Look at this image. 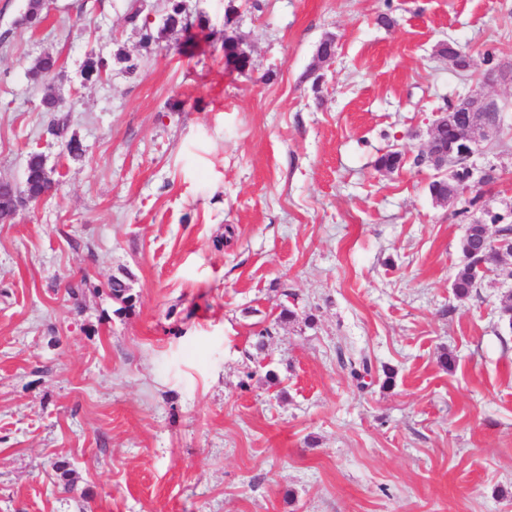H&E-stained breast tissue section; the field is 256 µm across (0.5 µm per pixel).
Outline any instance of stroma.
I'll return each mask as SVG.
<instances>
[{
	"label": "stroma",
	"mask_w": 512,
	"mask_h": 512,
	"mask_svg": "<svg viewBox=\"0 0 512 512\" xmlns=\"http://www.w3.org/2000/svg\"><path fill=\"white\" fill-rule=\"evenodd\" d=\"M27 3L0 0V182L36 150L59 187L0 222V512H512V279L454 294L482 213L413 163L447 100L497 99L475 163L512 222V85L484 79L486 50L512 63V0H185L195 48L129 23L166 0H43L36 28ZM93 50L129 60L86 83ZM392 149L404 166L378 170ZM238 37L227 35L224 30V57L229 68L239 72L246 71L251 66V58L240 48ZM112 299L120 306L114 310L116 315H126L134 310L137 296L132 293L130 285L122 278L113 277L109 286Z\"/></svg>",
	"instance_id": "1"
}]
</instances>
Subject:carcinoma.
<instances>
[{
    "label": "carcinoma",
    "mask_w": 512,
    "mask_h": 512,
    "mask_svg": "<svg viewBox=\"0 0 512 512\" xmlns=\"http://www.w3.org/2000/svg\"><path fill=\"white\" fill-rule=\"evenodd\" d=\"M129 21L136 25L140 32L141 40L150 45L164 39L171 31L180 30L184 33L185 41L194 42L197 34L192 32V24L188 22L183 6V0H168L165 15L162 21L154 23L149 17L143 15V10L136 9L129 15ZM224 57L229 68L243 72L251 66V58L240 48L239 38L224 35ZM111 61L108 57L98 53H90L83 63L81 76L84 82H97L107 74ZM59 67V60L52 55H45L38 59L31 75L35 80L46 79ZM467 121L466 113L456 112L447 108V120L439 130V137L448 142H454L463 137ZM404 157L399 151H388L378 159V166L384 170H393L401 167ZM451 176L434 175L430 185L437 191L446 195L448 193H462L468 187L470 171L465 161H451L448 163ZM55 190V183L46 171V164L41 153L31 151L28 153L25 165V194L42 197ZM481 196L475 195L469 200V205L474 207L481 205L482 217L480 222L471 224L468 233L464 235L460 249L464 257L463 263L454 275L452 288L459 297L471 295L478 288L475 278V269L483 265L490 271H495L501 266L504 254L492 246L482 244L483 225L498 224L499 231L504 234L512 232V225L504 221V216L492 210L485 204H480ZM20 203L12 185L0 184V220L6 221L12 216ZM112 299L119 304L114 310L116 315H125L134 310L137 303L136 295L132 293L130 285L122 278L114 277L109 286Z\"/></svg>",
    "instance_id": "cac0c4a2"
}]
</instances>
